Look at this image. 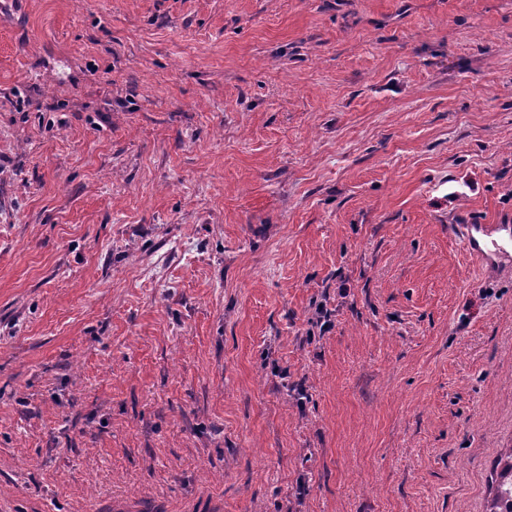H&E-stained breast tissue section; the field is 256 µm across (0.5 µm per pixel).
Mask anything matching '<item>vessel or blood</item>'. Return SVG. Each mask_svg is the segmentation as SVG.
<instances>
[{"instance_id":"vessel-or-blood-1","label":"vessel or blood","mask_w":512,"mask_h":512,"mask_svg":"<svg viewBox=\"0 0 512 512\" xmlns=\"http://www.w3.org/2000/svg\"><path fill=\"white\" fill-rule=\"evenodd\" d=\"M469 255L486 269L512 267V222L484 224L474 221L456 227Z\"/></svg>"}]
</instances>
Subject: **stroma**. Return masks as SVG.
I'll use <instances>...</instances> for the list:
<instances>
[{
  "label": "stroma",
  "mask_w": 512,
  "mask_h": 512,
  "mask_svg": "<svg viewBox=\"0 0 512 512\" xmlns=\"http://www.w3.org/2000/svg\"><path fill=\"white\" fill-rule=\"evenodd\" d=\"M8 9L0 512H487L512 0ZM511 220L500 224L456 225L457 235L469 255L484 269H510L512 267V224Z\"/></svg>",
  "instance_id": "1"
}]
</instances>
